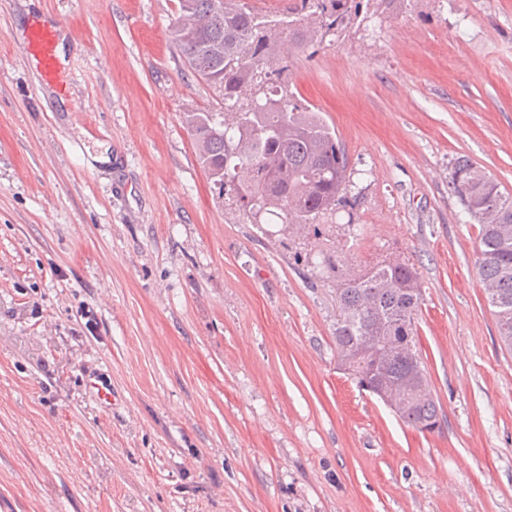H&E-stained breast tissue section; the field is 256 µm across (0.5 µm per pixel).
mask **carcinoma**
I'll list each match as a JSON object with an SVG mask.
<instances>
[{"mask_svg":"<svg viewBox=\"0 0 512 512\" xmlns=\"http://www.w3.org/2000/svg\"><path fill=\"white\" fill-rule=\"evenodd\" d=\"M355 0H290L262 13L246 0H179L191 23L175 26L173 41L191 70L220 98L222 111L186 112L184 123L218 195L251 224L280 241L293 224L325 239L351 224H334L347 204L345 147L319 113L298 103L289 89L285 44L306 46L318 36L341 35L357 18ZM449 191L480 225L478 274L494 308L499 339L512 351V194L466 156L455 159ZM318 267L336 281V352L353 355L366 336L388 325L390 335L416 344L419 273L409 262L378 261L349 276L351 263L321 251ZM415 369L428 379L422 355L369 362L356 382L371 392ZM401 420L438 429L433 397L415 400Z\"/></svg>","mask_w":512,"mask_h":512,"instance_id":"carcinoma-1","label":"carcinoma"}]
</instances>
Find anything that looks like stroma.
<instances>
[{
	"label": "stroma",
	"instance_id": "obj_1",
	"mask_svg": "<svg viewBox=\"0 0 512 512\" xmlns=\"http://www.w3.org/2000/svg\"><path fill=\"white\" fill-rule=\"evenodd\" d=\"M35 12L74 33L67 95L17 47ZM178 16L0 0V512H512V352L448 190L465 155L512 194V0H360L284 48L349 158L332 247L419 272L430 433L338 370L336 284L293 258L320 240L219 199Z\"/></svg>",
	"mask_w": 512,
	"mask_h": 512
}]
</instances>
